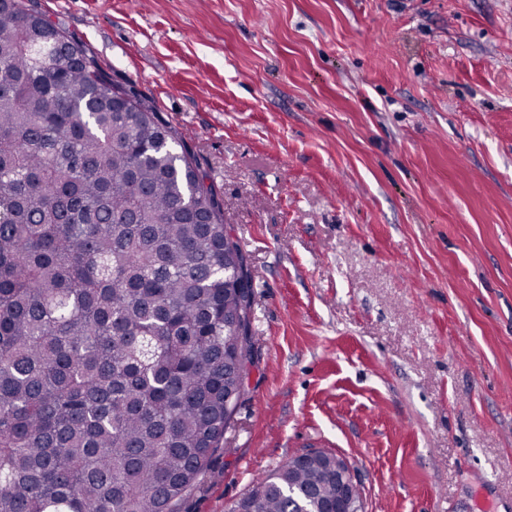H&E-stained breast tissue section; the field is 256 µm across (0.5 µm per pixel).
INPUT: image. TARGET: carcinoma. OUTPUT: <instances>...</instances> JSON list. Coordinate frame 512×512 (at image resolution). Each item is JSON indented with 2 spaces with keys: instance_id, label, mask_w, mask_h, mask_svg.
I'll use <instances>...</instances> for the list:
<instances>
[{
  "instance_id": "1",
  "label": "carcinoma",
  "mask_w": 512,
  "mask_h": 512,
  "mask_svg": "<svg viewBox=\"0 0 512 512\" xmlns=\"http://www.w3.org/2000/svg\"><path fill=\"white\" fill-rule=\"evenodd\" d=\"M181 134L34 0H0V512H178L224 446L254 287ZM331 460L225 512H314Z\"/></svg>"
}]
</instances>
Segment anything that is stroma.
Instances as JSON below:
<instances>
[{
	"label": "stroma",
	"mask_w": 512,
	"mask_h": 512,
	"mask_svg": "<svg viewBox=\"0 0 512 512\" xmlns=\"http://www.w3.org/2000/svg\"><path fill=\"white\" fill-rule=\"evenodd\" d=\"M152 100L254 279L183 512L311 448L365 512H512V0H37Z\"/></svg>",
	"instance_id": "stroma-1"
}]
</instances>
